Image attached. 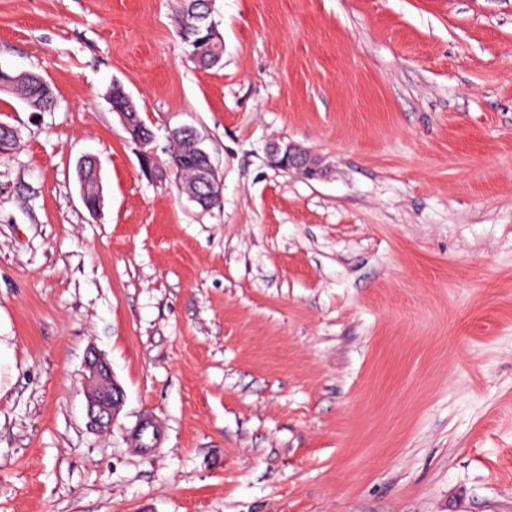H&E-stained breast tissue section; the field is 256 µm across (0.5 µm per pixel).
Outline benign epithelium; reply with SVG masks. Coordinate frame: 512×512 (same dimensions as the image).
I'll return each instance as SVG.
<instances>
[{"mask_svg": "<svg viewBox=\"0 0 512 512\" xmlns=\"http://www.w3.org/2000/svg\"><path fill=\"white\" fill-rule=\"evenodd\" d=\"M170 134H181L190 144L191 150L187 160L200 167L204 174L203 182L216 179V170L211 157L201 148V139L196 130L184 126L170 131ZM269 163L275 168H303L309 172L314 170L311 156L300 147L290 143H272L267 149ZM86 368L89 372V388L87 391V416L90 426L106 429L114 422L123 404L124 394L114 381L109 363L99 354L92 352L87 357Z\"/></svg>", "mask_w": 512, "mask_h": 512, "instance_id": "benign-epithelium-1", "label": "benign epithelium"}]
</instances>
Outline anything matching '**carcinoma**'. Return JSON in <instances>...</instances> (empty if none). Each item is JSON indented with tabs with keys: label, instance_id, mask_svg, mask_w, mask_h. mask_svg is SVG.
Masks as SVG:
<instances>
[{
	"label": "carcinoma",
	"instance_id": "carcinoma-1",
	"mask_svg": "<svg viewBox=\"0 0 512 512\" xmlns=\"http://www.w3.org/2000/svg\"><path fill=\"white\" fill-rule=\"evenodd\" d=\"M176 22L180 39L189 48L191 59L200 68L207 70L220 65L224 53L223 43L219 39L208 37L209 0H180ZM0 90L13 94L39 111L50 110L55 105L51 87L37 74L15 75L0 69ZM173 142L175 149L170 163L182 177V182L199 181L194 166L179 163L187 149L185 139L175 137Z\"/></svg>",
	"mask_w": 512,
	"mask_h": 512
}]
</instances>
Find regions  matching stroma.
I'll return each mask as SVG.
<instances>
[{
    "instance_id": "1",
    "label": "stroma",
    "mask_w": 512,
    "mask_h": 512,
    "mask_svg": "<svg viewBox=\"0 0 512 512\" xmlns=\"http://www.w3.org/2000/svg\"><path fill=\"white\" fill-rule=\"evenodd\" d=\"M177 9L0 0V68L56 97L0 91V512H512V0H210L207 71ZM0 90L7 91L39 111L51 110L55 105L49 84L37 74H13L0 69ZM173 134H181L184 136V139L182 137L173 138L175 149L170 157L171 165L174 166L177 173L182 177V184L185 182L200 181L197 171L194 169L193 165H184L179 163V160L187 149L185 140L190 144L191 150L187 158H184L183 160L192 162L205 172L202 176L203 182L209 185V182L212 180L216 181L215 167L207 151L201 148L200 145L202 142L196 130L192 127L184 126L171 130L169 134L170 137ZM267 157L275 168H303L308 172L315 170L311 156L294 144L272 143L267 149ZM89 372L87 416L95 429H106L114 422L123 404L124 394L114 381L109 363L96 352L86 360Z\"/></svg>"
}]
</instances>
